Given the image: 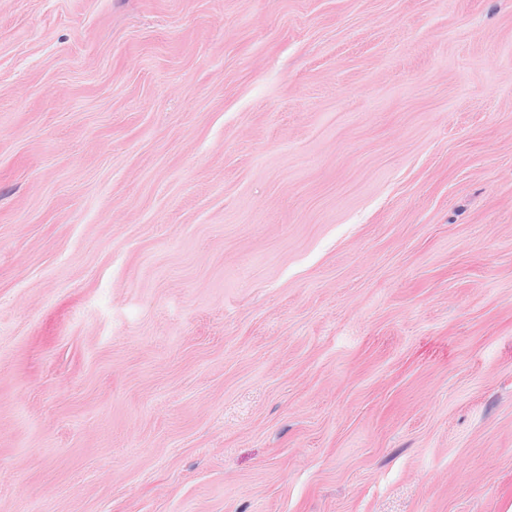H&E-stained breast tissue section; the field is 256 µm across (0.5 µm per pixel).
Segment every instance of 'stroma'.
I'll return each instance as SVG.
<instances>
[{
    "instance_id": "1",
    "label": "stroma",
    "mask_w": 512,
    "mask_h": 512,
    "mask_svg": "<svg viewBox=\"0 0 512 512\" xmlns=\"http://www.w3.org/2000/svg\"><path fill=\"white\" fill-rule=\"evenodd\" d=\"M0 512H512V0H0Z\"/></svg>"
}]
</instances>
